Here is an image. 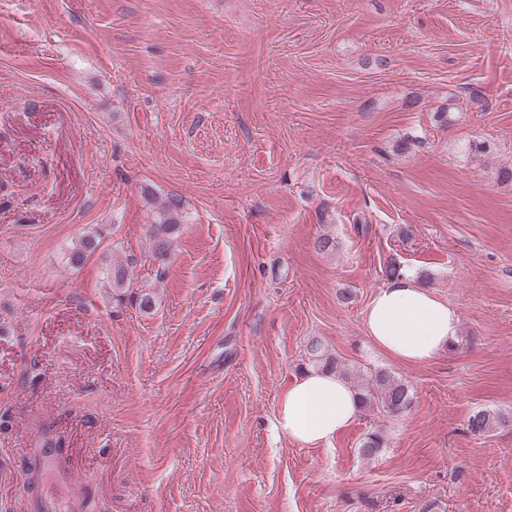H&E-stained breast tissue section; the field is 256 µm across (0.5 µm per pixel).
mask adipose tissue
Listing matches in <instances>:
<instances>
[{"instance_id":"obj_1","label":"adipose tissue","mask_w":512,"mask_h":512,"mask_svg":"<svg viewBox=\"0 0 512 512\" xmlns=\"http://www.w3.org/2000/svg\"><path fill=\"white\" fill-rule=\"evenodd\" d=\"M459 327L458 310L410 274L381 288L365 315V333L373 348L405 364L432 360L455 340ZM359 415V400L347 380L312 370L281 395L277 427L298 444L317 446L330 443Z\"/></svg>"}]
</instances>
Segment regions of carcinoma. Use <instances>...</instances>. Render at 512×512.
I'll return each mask as SVG.
<instances>
[{
	"label": "carcinoma",
	"instance_id": "cac0c4a2",
	"mask_svg": "<svg viewBox=\"0 0 512 512\" xmlns=\"http://www.w3.org/2000/svg\"><path fill=\"white\" fill-rule=\"evenodd\" d=\"M185 201L180 196H169L161 201L154 212V220L146 225L145 234L150 241V258L152 263L164 266L170 259L172 236L183 221ZM99 246L98 235L94 232L83 234L78 244L72 249L69 264L77 268L96 251ZM137 260L133 258L112 264L107 270L106 279L115 295L120 296L123 290L130 287L131 278ZM310 366L348 375L343 370L342 363L324 350L322 344L313 339L307 345ZM353 388L359 397L361 410L373 412L375 410L391 416L405 413L413 403L411 385L395 376L385 367L367 368L358 373L353 382ZM501 424V418L487 410H478L470 415L468 429L475 435H484ZM385 446L384 435L379 431H370L364 434L359 454L370 459L377 455Z\"/></svg>",
	"mask_w": 512,
	"mask_h": 512
}]
</instances>
